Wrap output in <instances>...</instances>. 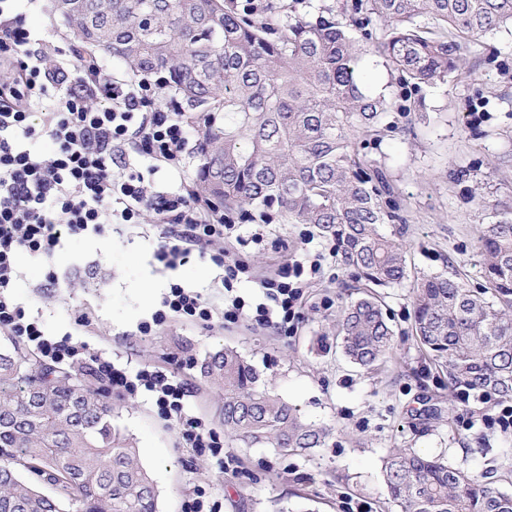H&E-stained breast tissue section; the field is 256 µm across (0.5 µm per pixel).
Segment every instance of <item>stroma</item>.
Here are the masks:
<instances>
[{"label":"stroma","mask_w":512,"mask_h":512,"mask_svg":"<svg viewBox=\"0 0 512 512\" xmlns=\"http://www.w3.org/2000/svg\"><path fill=\"white\" fill-rule=\"evenodd\" d=\"M19 10L37 38L53 44L67 37L52 0H21ZM464 58V70L447 82L395 88L398 96L423 97V109L387 113L384 135L361 142L360 150L395 189L416 271L438 274L453 266L475 289L483 282L475 249L482 213L468 202L469 192L479 186L494 198L512 199V162L503 160L512 154V32L467 42ZM258 231L263 240L252 243ZM237 233L227 248L254 275L235 281L232 291L249 303L263 301L259 280L285 261L322 255L324 271L306 290L304 320L294 335L245 321L205 328L180 320L141 335L140 323L158 308L170 280L198 289L215 307L224 305L222 270L196 258L165 268L155 257L158 231L151 224H115L96 237L69 238L49 262L26 254L18 259L15 298L46 332L72 333L90 355L109 351L133 365L175 373L189 384L196 414L217 435L225 433L214 415L224 395L205 380L200 365L225 347L236 349L307 421L332 430L325 445L300 455L226 440L224 455L232 461L226 467L186 447L148 395L106 388L115 423L134 438L158 488L160 512H183L196 490L220 512H291L301 502L311 512H398L382 471L393 449L411 448L469 472L498 468L512 457V434L479 423L463 427L458 413L439 402L448 378L409 333V285L380 291L395 348L392 358L368 372L344 356L333 336L336 313L355 283L334 242L312 225L283 220L243 224ZM50 268L59 287L46 285Z\"/></svg>","instance_id":"obj_1"}]
</instances>
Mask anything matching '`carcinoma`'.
Here are the masks:
<instances>
[{
  "label": "carcinoma",
  "mask_w": 512,
  "mask_h": 512,
  "mask_svg": "<svg viewBox=\"0 0 512 512\" xmlns=\"http://www.w3.org/2000/svg\"><path fill=\"white\" fill-rule=\"evenodd\" d=\"M80 50L141 76L161 74L196 113L202 139L196 187L227 213L276 207L293 224L332 239L344 265L375 286L412 280L411 333L465 385L512 398V204L478 192L488 223L478 257L485 285L474 292L448 273L419 275L385 225L405 223L383 172L358 139L376 135L386 113L410 112L359 81L377 57L417 89L461 69L467 40L512 27V0H351L308 20L296 5L272 24L235 0H55ZM426 17L434 28L422 27ZM224 113V125L214 113ZM336 339L370 369L392 347L379 300L348 301ZM202 374L224 391L216 415L234 441L288 455L325 443L326 427L302 419L237 351L217 350ZM401 512H512V492L483 474L398 448L384 460ZM55 487L49 496L42 481ZM158 491L112 405L92 383L48 365L17 344L0 348V512H159Z\"/></svg>",
  "instance_id": "obj_1"
}]
</instances>
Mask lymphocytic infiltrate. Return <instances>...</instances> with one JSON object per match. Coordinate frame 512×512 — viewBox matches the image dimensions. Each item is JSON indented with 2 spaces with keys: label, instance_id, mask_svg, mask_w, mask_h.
Masks as SVG:
<instances>
[{
  "label": "lymphocytic infiltrate",
  "instance_id": "f902f5d3",
  "mask_svg": "<svg viewBox=\"0 0 512 512\" xmlns=\"http://www.w3.org/2000/svg\"><path fill=\"white\" fill-rule=\"evenodd\" d=\"M15 0H0V330L34 345L45 362L82 363L86 348L48 334L39 319L26 315L12 290L19 272L17 257L26 253L48 259L74 236L102 233L108 224H138L151 219L158 228L157 257L168 268L190 257L223 267L225 281L247 272L241 260L227 261L225 239L235 229L211 200L188 185L174 192L154 181L160 170L182 172L195 145L192 115L173 98H161L150 79L119 80L96 60L77 58L65 68L14 12ZM56 100L49 111L40 104L48 86ZM48 139L41 151L31 140ZM320 259L293 260L274 277L260 281L262 302L229 297L224 309L213 308L195 289L170 283L142 335H153L174 319L203 327L214 321L251 322L294 334L303 320L307 288L320 276ZM92 373L129 394L148 393L159 415L170 421L190 447L218 455L224 443L191 409L187 384L150 365L137 369L103 352ZM466 426L475 421L512 433V401H490L464 388L457 393ZM492 403V413L478 415L476 404Z\"/></svg>",
  "mask_w": 512,
  "mask_h": 512
}]
</instances>
